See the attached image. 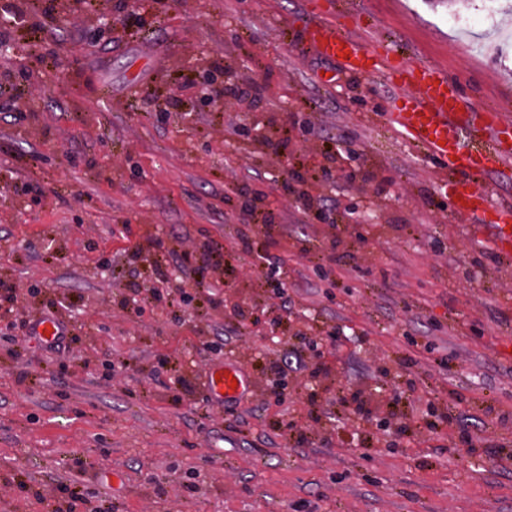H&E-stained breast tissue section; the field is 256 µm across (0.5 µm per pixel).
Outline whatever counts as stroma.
I'll use <instances>...</instances> for the list:
<instances>
[{
  "instance_id": "35a3bbf8",
  "label": "stroma",
  "mask_w": 512,
  "mask_h": 512,
  "mask_svg": "<svg viewBox=\"0 0 512 512\" xmlns=\"http://www.w3.org/2000/svg\"><path fill=\"white\" fill-rule=\"evenodd\" d=\"M139 2L79 16L58 0L29 15L34 34L11 29L28 70L0 61V176L14 186L0 194V279L17 294L0 316V512H512V263L391 126L383 74L347 73L307 35L330 8L354 36L370 22L406 61L445 68L473 110L512 116V6ZM116 10L123 23L98 32ZM228 74L268 90L243 110L198 104L189 124L173 112L177 84L190 101ZM291 170L314 211L280 205ZM249 193L288 227L281 300L256 285L269 246L243 213ZM149 238L183 291L131 317L117 303L152 284L157 255L127 250ZM333 239L339 262L319 274ZM185 240L210 250L204 270L181 265ZM217 278L213 309L196 295ZM51 304L79 337L63 356L21 327ZM285 355L278 396L263 367ZM224 363L254 384L231 411L206 387ZM311 392L330 412L298 446ZM352 393L385 429L334 410Z\"/></svg>"
}]
</instances>
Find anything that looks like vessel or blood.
Listing matches in <instances>:
<instances>
[{"label": "vessel or blood", "instance_id": "b4317fda", "mask_svg": "<svg viewBox=\"0 0 512 512\" xmlns=\"http://www.w3.org/2000/svg\"><path fill=\"white\" fill-rule=\"evenodd\" d=\"M310 44L327 59L364 75L385 69L396 90L392 125L426 157L444 166L454 208L461 216L483 213L491 232L489 246L503 260L512 259V204L490 206L486 179L512 166V117L493 108L469 111L458 97L447 72L410 65L386 45L360 42L340 30L327 15L310 23ZM207 384L217 400L241 396L251 388L248 377L236 367H220Z\"/></svg>", "mask_w": 512, "mask_h": 512}]
</instances>
